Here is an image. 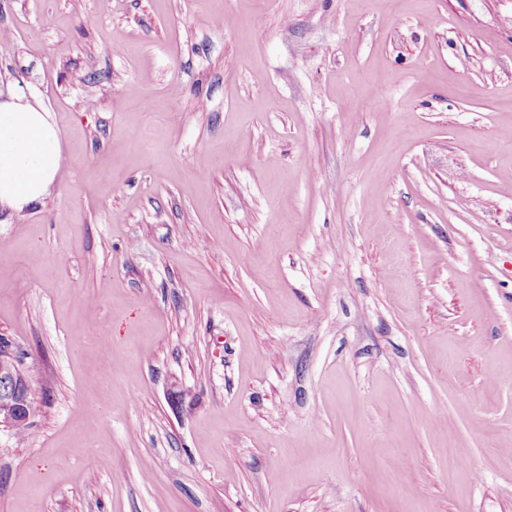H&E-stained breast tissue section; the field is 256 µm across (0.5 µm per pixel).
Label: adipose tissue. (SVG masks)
<instances>
[{
    "instance_id": "adipose-tissue-1",
    "label": "adipose tissue",
    "mask_w": 512,
    "mask_h": 512,
    "mask_svg": "<svg viewBox=\"0 0 512 512\" xmlns=\"http://www.w3.org/2000/svg\"><path fill=\"white\" fill-rule=\"evenodd\" d=\"M63 175L59 132L41 101L0 102V206L23 215Z\"/></svg>"
}]
</instances>
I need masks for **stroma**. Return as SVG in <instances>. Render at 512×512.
<instances>
[{"instance_id":"1","label":"stroma","mask_w":512,"mask_h":512,"mask_svg":"<svg viewBox=\"0 0 512 512\" xmlns=\"http://www.w3.org/2000/svg\"><path fill=\"white\" fill-rule=\"evenodd\" d=\"M1 28L64 179L0 211V512H512V0ZM31 393L30 372L20 362L17 349L8 342L0 346V429H12V424L19 413L21 397ZM40 412L39 405L33 394L26 404L16 433H25L31 429L34 418Z\"/></svg>"}]
</instances>
